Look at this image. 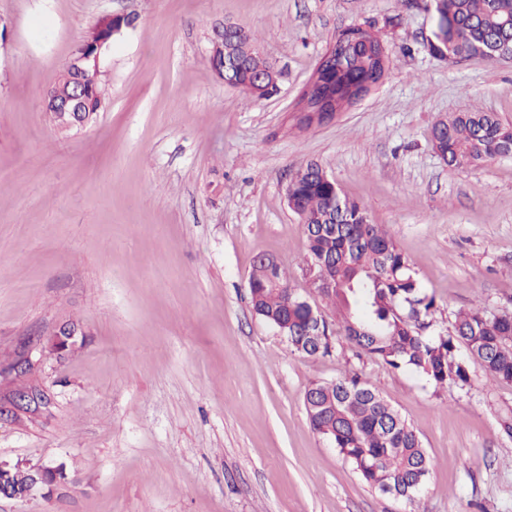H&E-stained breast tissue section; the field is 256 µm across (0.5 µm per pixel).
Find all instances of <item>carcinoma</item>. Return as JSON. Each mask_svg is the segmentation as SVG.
I'll use <instances>...</instances> for the list:
<instances>
[{
  "label": "carcinoma",
  "instance_id": "obj_1",
  "mask_svg": "<svg viewBox=\"0 0 512 512\" xmlns=\"http://www.w3.org/2000/svg\"><path fill=\"white\" fill-rule=\"evenodd\" d=\"M453 26L450 51L463 58L479 56L485 45L512 47V0H445ZM237 44L234 83L252 98L277 89L276 79L264 84L258 73L264 62L256 55L254 37L238 26L224 27V46ZM363 83L371 76L366 43L348 45L331 69L322 71L318 98H336L328 77L337 74ZM101 71H96L87 126L96 123ZM512 126L491 112H461L439 119L432 145L452 168L495 158ZM309 162L288 186L296 213L304 220L306 262L336 280V288L316 292L333 309L339 330L360 352L394 369L411 370L445 388L469 382L470 363L479 364L489 379L512 384V314L487 315L480 308L454 314L452 331L433 334L435 296L423 291L411 262L385 226L370 222L365 209L341 195L331 177ZM253 311L272 325L288 323L285 340L292 351L308 356L332 352V325L307 297L292 291L288 271L278 260L255 264L248 280ZM316 317H311V314ZM465 354H459V348ZM310 426L329 439L369 484L384 493L413 500L423 488L431 460L413 426L357 374L311 384L304 393Z\"/></svg>",
  "mask_w": 512,
  "mask_h": 512
}]
</instances>
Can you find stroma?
<instances>
[{"label":"stroma","instance_id":"obj_1","mask_svg":"<svg viewBox=\"0 0 512 512\" xmlns=\"http://www.w3.org/2000/svg\"><path fill=\"white\" fill-rule=\"evenodd\" d=\"M116 14L134 24L101 58L98 120L60 132L46 96ZM435 20L434 0H0V460L68 475L0 512H512V385L474 363L468 385L438 389L342 335L332 355L293 352L248 293L262 254L309 286L287 190L313 161L386 225L436 298V331L461 309L512 311V156L452 170L431 143L452 113L512 125V62H448ZM228 22L278 71L270 97L215 70ZM354 27L384 45L383 79L291 128ZM65 324L80 338L59 358L48 342ZM348 372L419 434L432 467L415 501L311 428L306 387ZM32 385L47 402L29 411Z\"/></svg>","mask_w":512,"mask_h":512}]
</instances>
